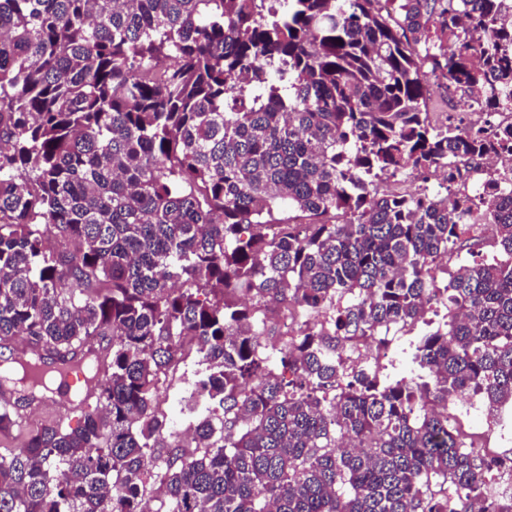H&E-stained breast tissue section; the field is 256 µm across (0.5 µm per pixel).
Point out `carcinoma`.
Instances as JSON below:
<instances>
[{"label":"carcinoma","mask_w":512,"mask_h":512,"mask_svg":"<svg viewBox=\"0 0 512 512\" xmlns=\"http://www.w3.org/2000/svg\"><path fill=\"white\" fill-rule=\"evenodd\" d=\"M380 2L0 0V342L26 341L0 434L87 342L105 359L81 424L0 448V512H512L492 485L512 455L448 415L512 405V187L377 191L478 170L461 117L432 123L422 61L493 106L512 25L503 0ZM279 206L312 222L273 224ZM484 222L499 256L441 285ZM271 308L299 309L298 333ZM419 323L405 376L342 357ZM187 348L185 443L155 396ZM420 178L412 183H406L404 185H401L400 182L396 180L402 179V177H396V178H390L385 180L383 183L380 184L379 194H392V193H400L403 191V189H415L418 187L427 186L430 190L433 191H441L442 193H445L444 186L438 184L436 180H434L433 177L429 175L428 180L424 183L421 180H423V175L419 174Z\"/></svg>","instance_id":"obj_1"}]
</instances>
